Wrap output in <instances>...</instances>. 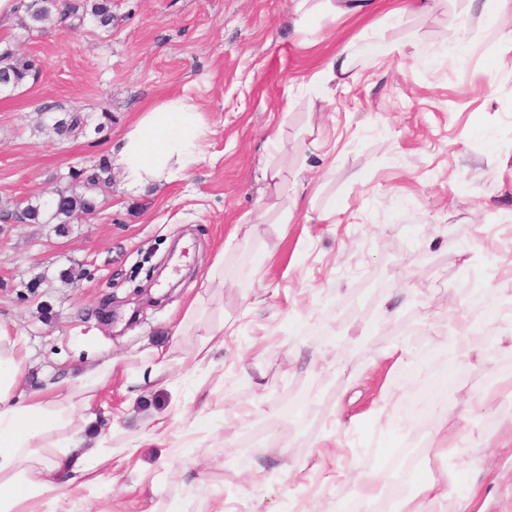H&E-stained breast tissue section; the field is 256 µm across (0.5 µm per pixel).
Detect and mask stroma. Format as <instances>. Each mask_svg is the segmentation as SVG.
<instances>
[{"label":"stroma","instance_id":"obj_1","mask_svg":"<svg viewBox=\"0 0 512 512\" xmlns=\"http://www.w3.org/2000/svg\"><path fill=\"white\" fill-rule=\"evenodd\" d=\"M79 3L80 18L40 32L17 20L0 27V47L35 63L22 85L0 90V326L23 344L25 389L105 358L135 372L147 350L170 349L177 393L157 387L133 401L113 379L85 441L108 433L121 447L174 403L175 428L199 416L206 429L192 451L147 443L135 473L104 479L92 498L75 493L73 512L113 503L119 512H212L217 498L232 512H341L353 486L329 470L349 458L375 470L374 450L390 435L377 422L345 425L334 460L316 448L349 375H364L351 399L357 413L383 383L403 386L404 371L369 366L397 337L453 366L444 338L456 317L478 315L463 285L482 283L485 302L512 314V50L458 0L395 29L393 0H372L304 35L288 23L289 0H112L108 32L88 17L93 0ZM455 24L474 36L463 57L448 51ZM374 30L398 51L371 54ZM349 41L358 76L348 90L319 111L290 96ZM172 98L200 116L201 159L184 179L134 194L116 170L111 195L67 232L14 220L46 190L82 193L84 175ZM74 112L87 115L85 130L56 132L54 121ZM313 130L335 151H312ZM272 154L285 179L263 199L256 176ZM298 171L310 186L284 227ZM249 211L251 239L225 249ZM219 256L223 287L202 289ZM197 294L203 321L238 325L215 355L210 396L191 358L200 327L180 322ZM382 309L390 317L380 326ZM298 391L316 394L304 423L270 420ZM495 426L476 410L471 447L448 457L460 489H477L470 512H512V450L479 444ZM256 470L261 484L247 491Z\"/></svg>","mask_w":512,"mask_h":512}]
</instances>
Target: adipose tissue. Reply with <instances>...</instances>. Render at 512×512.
Listing matches in <instances>:
<instances>
[{"mask_svg":"<svg viewBox=\"0 0 512 512\" xmlns=\"http://www.w3.org/2000/svg\"><path fill=\"white\" fill-rule=\"evenodd\" d=\"M360 0H291L295 31L307 32L319 14L346 15L362 11ZM357 76L348 47L333 48L297 97L308 105L330 99ZM201 129L194 105L176 98L151 107L124 137L117 163L129 191L164 185L183 175L199 160L192 146ZM493 331L501 351L512 355V315L494 313L475 324L460 316L452 324L457 357L472 362L483 350L485 331ZM23 358L18 342L0 328V512H67L75 491L94 492L113 464L134 460L146 441L170 437L176 413L166 410L150 420L149 428L122 447L108 436L97 437L93 449L82 450L81 434L94 416L91 407L100 385L118 373L113 359L102 361L76 381L52 383L43 389H20ZM82 415H75V407ZM476 409L496 417L500 447L512 446V375L492 386L468 390L454 385L451 395L430 397L423 420L430 427L434 453L425 460L410 493L393 498L394 512H468L472 497L460 494L447 466L448 452L463 440L462 425Z\"/></svg>","mask_w":512,"mask_h":512,"instance_id":"adipose-tissue-1","label":"adipose tissue"}]
</instances>
